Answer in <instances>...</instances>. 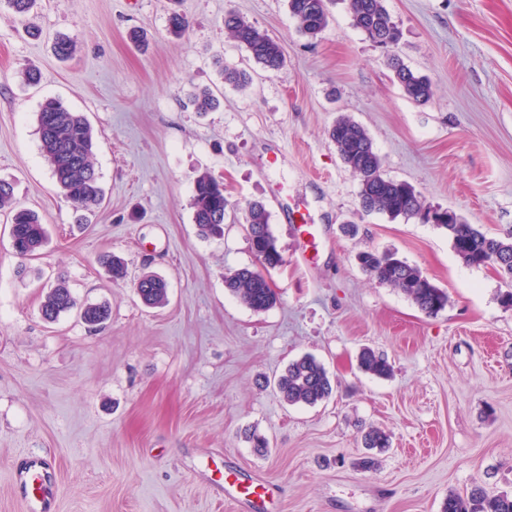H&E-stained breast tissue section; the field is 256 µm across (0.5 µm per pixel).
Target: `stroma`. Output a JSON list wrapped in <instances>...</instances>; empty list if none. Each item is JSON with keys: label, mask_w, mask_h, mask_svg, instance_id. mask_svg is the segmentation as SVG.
I'll return each mask as SVG.
<instances>
[{"label": "stroma", "mask_w": 512, "mask_h": 512, "mask_svg": "<svg viewBox=\"0 0 512 512\" xmlns=\"http://www.w3.org/2000/svg\"><path fill=\"white\" fill-rule=\"evenodd\" d=\"M402 62L433 96L409 99L385 51L335 0L310 39L287 0H39L29 21L0 9V179L36 211L49 240L19 259L0 211V512H25L15 473L52 460L54 512H251L224 497V471L268 490L265 512H442L474 487L512 494V306L490 268L465 266L446 232L419 219L363 213L357 177L328 138L339 115L372 138L387 177L414 186L491 234L512 230V0H385ZM236 10L282 47L276 71L224 31ZM147 31L149 46L128 39ZM77 42L69 60L56 36ZM250 71L242 92L220 66ZM40 72L26 85L25 69ZM219 100L196 111L191 96ZM49 99L89 119L104 199L79 224L41 155L37 114ZM224 180V235L204 238L190 208L201 172ZM262 201L283 255L266 274L277 302L256 312L226 276L259 268L244 210ZM305 223L293 222V212ZM396 252L447 291L437 315L359 266ZM127 264L115 281L101 258ZM168 284L144 305L134 283ZM65 277L78 306L104 303L103 328L77 310L45 321ZM392 366L359 367L363 348ZM314 355L331 397L291 406L274 379ZM391 446L368 451L369 428ZM266 437L257 452L251 435ZM374 456V468L361 465ZM136 290L144 302L150 306L162 307L168 302L167 284L157 275H143L136 283Z\"/></svg>", "instance_id": "35a3bbf8"}]
</instances>
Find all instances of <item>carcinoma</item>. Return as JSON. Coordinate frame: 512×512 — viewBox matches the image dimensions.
<instances>
[{"label": "carcinoma", "mask_w": 512, "mask_h": 512, "mask_svg": "<svg viewBox=\"0 0 512 512\" xmlns=\"http://www.w3.org/2000/svg\"><path fill=\"white\" fill-rule=\"evenodd\" d=\"M331 0H288V10L299 32L311 39L317 38L329 21L328 4ZM352 25L375 44L395 48L401 32L385 6V0H349ZM224 30L238 45L245 47L254 61L275 71L283 63L280 45L266 32L258 29L243 16L229 11L224 14ZM394 77L405 94L414 102L422 103L432 96L428 78L415 74L396 56L390 57ZM224 80L241 91L249 88L250 75L233 67L222 68ZM195 109L208 112L215 108L216 99L208 89H202L192 98ZM37 130L42 154L51 168L64 197L79 212L77 221L86 220V212L101 203L103 192L99 185L94 158V130L87 117L74 112L55 99L45 101L37 115ZM329 139L343 163L358 177L360 206L367 213H384L391 218L426 219L434 213L435 225L448 234L459 259L467 266L480 268L491 257L497 258L495 271L512 284V232L493 236L475 224H469L448 209L426 205L423 197L408 183L382 175V159L375 151L366 130L348 116H340L328 131ZM224 181L208 172L195 180L191 200L193 220L201 235H224ZM13 212L10 224L12 248L20 257L35 255L46 242V230L39 215L15 206L13 184L0 179V209ZM249 241L253 254L266 268H276L284 259L277 238L270 225V213L259 201L248 203L245 209ZM360 267L379 283L404 293L425 314L431 316L448 305V293L435 285L415 266L399 258L394 252L362 251L357 255ZM225 288L254 311H265L276 303V297L266 277L250 267L240 268L224 280ZM136 290L144 302L162 307L168 302L166 282L154 274L143 275ZM76 306L70 288L61 280L50 288L41 304V314L47 321L57 320L61 314ZM108 310L102 305H88L81 319L91 327L102 325ZM360 368L377 378L391 375L385 357L365 349L360 354ZM276 388L290 405H314L333 392L332 381L325 367L311 355L290 362L277 378ZM443 512H512V495L489 496L481 491L464 499L450 495Z\"/></svg>", "instance_id": "obj_1"}]
</instances>
